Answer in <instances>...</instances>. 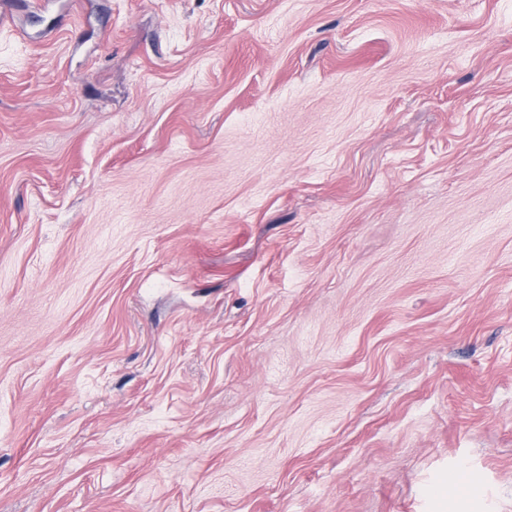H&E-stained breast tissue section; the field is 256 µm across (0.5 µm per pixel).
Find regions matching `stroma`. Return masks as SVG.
<instances>
[{
    "label": "stroma",
    "mask_w": 512,
    "mask_h": 512,
    "mask_svg": "<svg viewBox=\"0 0 512 512\" xmlns=\"http://www.w3.org/2000/svg\"><path fill=\"white\" fill-rule=\"evenodd\" d=\"M0 26V512H512V0H59Z\"/></svg>",
    "instance_id": "1"
}]
</instances>
